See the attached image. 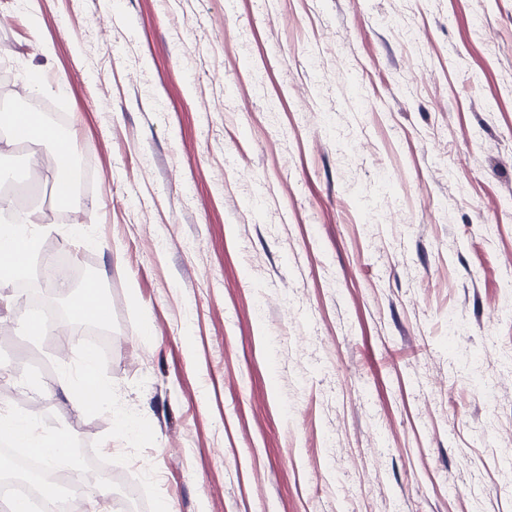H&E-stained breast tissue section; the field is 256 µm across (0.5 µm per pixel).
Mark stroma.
Instances as JSON below:
<instances>
[{
    "label": "stroma",
    "mask_w": 512,
    "mask_h": 512,
    "mask_svg": "<svg viewBox=\"0 0 512 512\" xmlns=\"http://www.w3.org/2000/svg\"><path fill=\"white\" fill-rule=\"evenodd\" d=\"M0 103L64 114L90 182L42 250L99 279L107 374L156 441L12 388L141 512H512V0H0Z\"/></svg>",
    "instance_id": "35a3bbf8"
}]
</instances>
